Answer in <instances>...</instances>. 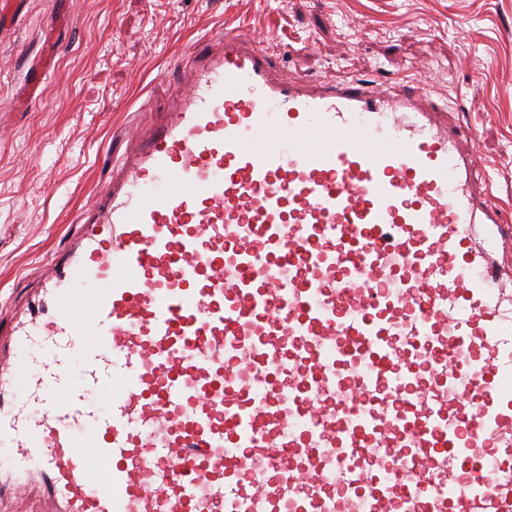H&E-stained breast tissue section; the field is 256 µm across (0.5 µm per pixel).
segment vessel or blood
Wrapping results in <instances>:
<instances>
[{
  "instance_id": "obj_1",
  "label": "vessel or blood",
  "mask_w": 512,
  "mask_h": 512,
  "mask_svg": "<svg viewBox=\"0 0 512 512\" xmlns=\"http://www.w3.org/2000/svg\"><path fill=\"white\" fill-rule=\"evenodd\" d=\"M0 317V505L512 512V223L418 81L244 31Z\"/></svg>"
}]
</instances>
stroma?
I'll use <instances>...</instances> for the list:
<instances>
[{"label":"stroma","mask_w":512,"mask_h":512,"mask_svg":"<svg viewBox=\"0 0 512 512\" xmlns=\"http://www.w3.org/2000/svg\"><path fill=\"white\" fill-rule=\"evenodd\" d=\"M0 23V307L79 230L200 37L249 32L291 76L421 79L512 205V0H16ZM149 111H141V103Z\"/></svg>","instance_id":"stroma-1"}]
</instances>
